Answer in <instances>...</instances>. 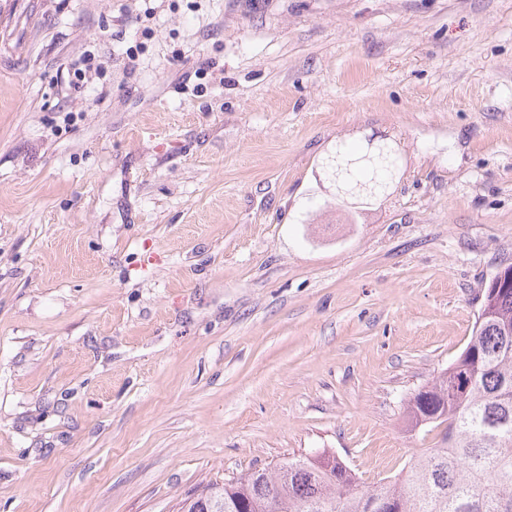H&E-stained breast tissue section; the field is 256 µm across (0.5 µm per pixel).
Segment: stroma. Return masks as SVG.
<instances>
[{"label":"stroma","instance_id":"1","mask_svg":"<svg viewBox=\"0 0 512 512\" xmlns=\"http://www.w3.org/2000/svg\"><path fill=\"white\" fill-rule=\"evenodd\" d=\"M373 135L349 215L319 165ZM508 264L512 0H0V512L400 476ZM349 145L336 143L328 155V177L339 181L346 189L368 188L370 193L356 194L361 202L378 199L388 194L401 170V156L388 141L380 139L371 143ZM327 156V157H328Z\"/></svg>","mask_w":512,"mask_h":512}]
</instances>
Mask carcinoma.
<instances>
[{"label": "carcinoma", "mask_w": 512, "mask_h": 512, "mask_svg": "<svg viewBox=\"0 0 512 512\" xmlns=\"http://www.w3.org/2000/svg\"><path fill=\"white\" fill-rule=\"evenodd\" d=\"M328 177L386 195L401 170L383 139L336 143ZM414 426L442 428L438 444L405 475L363 489L324 455L289 460L235 482L207 485L181 512H512V288L485 290L470 342L431 385L409 400Z\"/></svg>", "instance_id": "carcinoma-1"}]
</instances>
